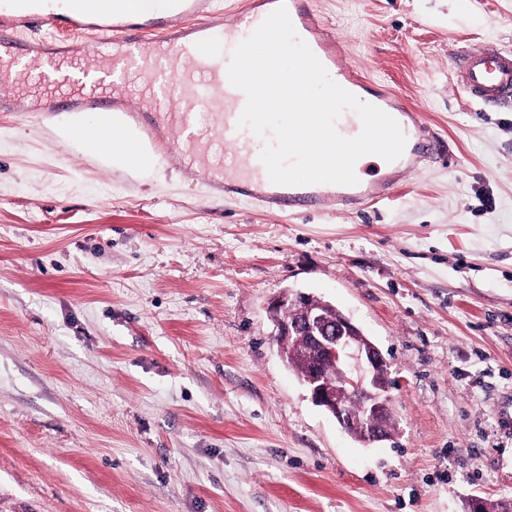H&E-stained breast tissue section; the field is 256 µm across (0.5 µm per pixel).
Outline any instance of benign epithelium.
Segmentation results:
<instances>
[{
	"instance_id": "obj_1",
	"label": "benign epithelium",
	"mask_w": 512,
	"mask_h": 512,
	"mask_svg": "<svg viewBox=\"0 0 512 512\" xmlns=\"http://www.w3.org/2000/svg\"><path fill=\"white\" fill-rule=\"evenodd\" d=\"M321 300L305 292L285 293L272 302L274 340H303L314 363L303 384L311 401L331 414L345 431L358 428L366 442L392 437L395 421L386 417L385 399L394 383L380 349L347 315L334 320Z\"/></svg>"
}]
</instances>
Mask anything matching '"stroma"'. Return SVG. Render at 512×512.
<instances>
[{
  "label": "stroma",
  "instance_id": "stroma-1",
  "mask_svg": "<svg viewBox=\"0 0 512 512\" xmlns=\"http://www.w3.org/2000/svg\"><path fill=\"white\" fill-rule=\"evenodd\" d=\"M345 61L447 156L361 211L214 197L100 166L0 112V512H464L512 499V106L452 59L512 51V0H312ZM332 302L381 350L366 444L283 363L269 308Z\"/></svg>",
  "mask_w": 512,
  "mask_h": 512
}]
</instances>
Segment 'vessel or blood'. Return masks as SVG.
I'll use <instances>...</instances> for the list:
<instances>
[{
	"label": "vessel or blood",
	"instance_id": "obj_1",
	"mask_svg": "<svg viewBox=\"0 0 512 512\" xmlns=\"http://www.w3.org/2000/svg\"><path fill=\"white\" fill-rule=\"evenodd\" d=\"M99 2L0 0V72L11 84L10 92L0 93V112L13 111L19 97L28 94L36 70L43 75L42 96L70 111L94 112L114 104V80L135 78L133 94L142 107L124 109L127 117L139 122V135L127 150L130 159H138L143 145H152L154 162L177 158L200 171L209 186L291 214L328 204L342 209L379 203L429 152L442 150L439 137L426 128L420 113L344 62L337 34L322 23L310 0H248L231 23L215 17L212 0H170V12L164 17L133 15L129 0H112L108 9ZM281 6L330 77L355 96L366 97L401 127L405 150L382 175L359 178L354 185H279L270 180L259 154L252 152L253 132L238 125L246 95L230 83L228 65L235 47ZM32 28L67 32L72 46L55 50L47 40L24 38V31ZM162 67L182 74L186 94L160 90L157 72ZM453 69L470 101L483 105L512 101V52L492 45L469 50L454 59ZM199 110L211 115L202 133L157 141L159 130L187 127ZM217 144L230 145V152L214 156L212 148Z\"/></svg>",
	"mask_w": 512,
	"mask_h": 512
}]
</instances>
